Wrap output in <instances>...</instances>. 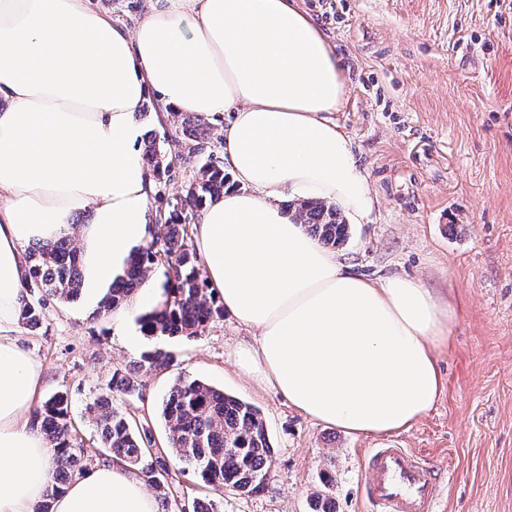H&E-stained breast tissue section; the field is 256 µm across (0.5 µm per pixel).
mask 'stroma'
I'll return each mask as SVG.
<instances>
[{
	"instance_id": "obj_1",
	"label": "stroma",
	"mask_w": 512,
	"mask_h": 512,
	"mask_svg": "<svg viewBox=\"0 0 512 512\" xmlns=\"http://www.w3.org/2000/svg\"><path fill=\"white\" fill-rule=\"evenodd\" d=\"M335 44L348 77L335 115L348 131L380 206L338 252L353 271L400 274L451 296L443 393L409 430L350 435L294 409L238 366L252 336L232 317L198 337H141L127 348L111 315L49 301L20 339L42 363V397L67 393L88 466L101 464L87 402L115 368L156 347L178 360L144 378L133 400L165 442L161 403L178 376L198 378L258 407L274 451L266 490L209 491L171 462L176 488L215 512H312L336 476L334 512H372L361 494L368 449L391 442L428 456L451 480L446 512H512V0H301Z\"/></svg>"
}]
</instances>
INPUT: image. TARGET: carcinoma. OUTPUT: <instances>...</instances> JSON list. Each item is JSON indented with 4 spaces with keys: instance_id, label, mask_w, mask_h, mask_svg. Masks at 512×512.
I'll use <instances>...</instances> for the list:
<instances>
[{
    "instance_id": "carcinoma-1",
    "label": "carcinoma",
    "mask_w": 512,
    "mask_h": 512,
    "mask_svg": "<svg viewBox=\"0 0 512 512\" xmlns=\"http://www.w3.org/2000/svg\"><path fill=\"white\" fill-rule=\"evenodd\" d=\"M164 134L151 132L143 140V153L153 177L169 176L174 165L194 164L198 176L172 208L156 211L158 225L164 227L157 238L130 260L125 275L112 285L103 312L123 307L137 291L146 272L154 265L167 267V300L141 319L143 333L150 337H197L212 322L224 316V308L214 291L198 277V256L191 248L193 226L207 202L224 194L230 177L224 167L206 153V144L216 135L210 117L194 113L178 125L167 127L158 119ZM305 231L326 247L336 248L349 238V225L336 207L323 201H307L295 209ZM29 294H39L24 306L21 323L38 328L47 301L74 300L81 291L79 250L69 237L28 247ZM177 359L175 351L155 348L141 358L112 373L104 392L86 406L103 447L107 462L118 461L140 468L143 481L158 491L166 507L178 509L175 491L164 480L166 458L173 457L183 471L197 475L211 490L228 489L236 494L253 495L265 489L270 478L273 447L261 410L238 397L224 393L206 382L180 376L162 403V416L169 434L165 446L155 445L149 422L117 404V398H143V378L160 373ZM32 425L57 448L54 477L36 512H51L52 502L65 492L76 477L88 472L81 441L73 434L66 396L54 394L44 400L32 415Z\"/></svg>"
}]
</instances>
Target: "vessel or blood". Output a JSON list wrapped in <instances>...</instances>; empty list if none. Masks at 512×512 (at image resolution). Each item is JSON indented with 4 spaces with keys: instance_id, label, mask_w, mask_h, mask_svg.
<instances>
[{
    "instance_id": "vessel-or-blood-1",
    "label": "vessel or blood",
    "mask_w": 512,
    "mask_h": 512,
    "mask_svg": "<svg viewBox=\"0 0 512 512\" xmlns=\"http://www.w3.org/2000/svg\"><path fill=\"white\" fill-rule=\"evenodd\" d=\"M363 496L374 512H441L444 482L432 460L392 443L370 449Z\"/></svg>"
}]
</instances>
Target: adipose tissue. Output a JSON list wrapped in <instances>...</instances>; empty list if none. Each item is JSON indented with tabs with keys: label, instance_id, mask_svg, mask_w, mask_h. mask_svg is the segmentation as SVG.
<instances>
[{
	"label": "adipose tissue",
	"instance_id": "obj_1",
	"mask_svg": "<svg viewBox=\"0 0 512 512\" xmlns=\"http://www.w3.org/2000/svg\"><path fill=\"white\" fill-rule=\"evenodd\" d=\"M334 45L297 0H152L134 32L87 0H0V512H34L56 450L28 424L44 368L18 341L26 248L75 231L82 302L102 305L155 235L153 179L135 143L148 94L167 111L231 118L234 185L194 227L209 288L253 332L238 361L301 413L385 436L426 417L452 308L419 281L366 279L310 237L283 198L356 224L379 200L343 126ZM90 211V223L72 228ZM52 512H158L140 475L102 464Z\"/></svg>",
	"mask_w": 512,
	"mask_h": 512
}]
</instances>
